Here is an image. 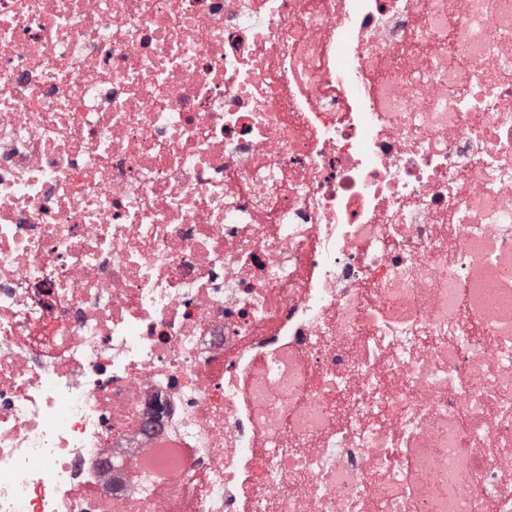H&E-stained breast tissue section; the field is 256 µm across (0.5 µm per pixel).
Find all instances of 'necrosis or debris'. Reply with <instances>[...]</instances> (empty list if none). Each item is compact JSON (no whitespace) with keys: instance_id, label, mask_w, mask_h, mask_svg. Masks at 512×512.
<instances>
[{"instance_id":"1","label":"necrosis or debris","mask_w":512,"mask_h":512,"mask_svg":"<svg viewBox=\"0 0 512 512\" xmlns=\"http://www.w3.org/2000/svg\"><path fill=\"white\" fill-rule=\"evenodd\" d=\"M512 0H0V512H512Z\"/></svg>"}]
</instances>
